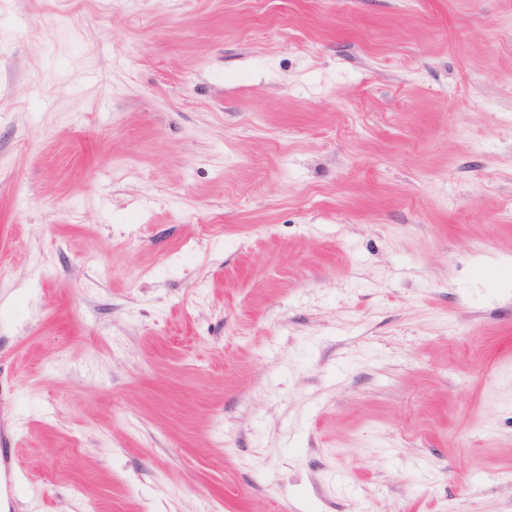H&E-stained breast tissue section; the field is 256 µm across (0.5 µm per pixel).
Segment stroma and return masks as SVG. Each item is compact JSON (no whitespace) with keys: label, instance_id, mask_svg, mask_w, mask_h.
I'll list each match as a JSON object with an SVG mask.
<instances>
[{"label":"stroma","instance_id":"1","mask_svg":"<svg viewBox=\"0 0 512 512\" xmlns=\"http://www.w3.org/2000/svg\"><path fill=\"white\" fill-rule=\"evenodd\" d=\"M512 512V0H0V512Z\"/></svg>","mask_w":512,"mask_h":512}]
</instances>
